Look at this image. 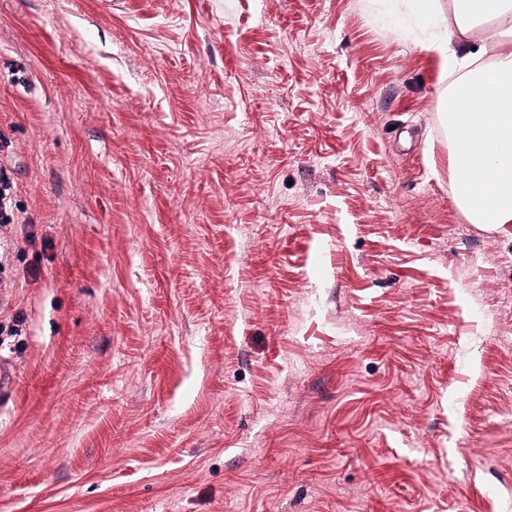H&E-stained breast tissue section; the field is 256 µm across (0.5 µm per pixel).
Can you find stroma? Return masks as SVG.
<instances>
[{"instance_id": "obj_1", "label": "stroma", "mask_w": 512, "mask_h": 512, "mask_svg": "<svg viewBox=\"0 0 512 512\" xmlns=\"http://www.w3.org/2000/svg\"><path fill=\"white\" fill-rule=\"evenodd\" d=\"M385 0H0V512H512V225Z\"/></svg>"}]
</instances>
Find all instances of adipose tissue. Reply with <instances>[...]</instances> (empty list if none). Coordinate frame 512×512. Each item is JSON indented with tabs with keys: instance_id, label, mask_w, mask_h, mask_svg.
Masks as SVG:
<instances>
[{
	"instance_id": "adipose-tissue-1",
	"label": "adipose tissue",
	"mask_w": 512,
	"mask_h": 512,
	"mask_svg": "<svg viewBox=\"0 0 512 512\" xmlns=\"http://www.w3.org/2000/svg\"><path fill=\"white\" fill-rule=\"evenodd\" d=\"M398 14L427 18L428 46L440 57L449 91L466 88V105L449 101L452 185L473 224H512V0H391ZM477 33L473 52L460 54L454 35Z\"/></svg>"
}]
</instances>
